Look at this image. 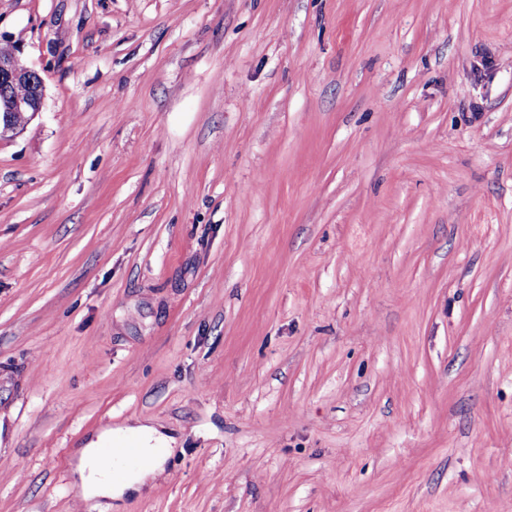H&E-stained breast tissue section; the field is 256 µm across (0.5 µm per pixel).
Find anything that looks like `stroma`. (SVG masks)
<instances>
[{"instance_id":"obj_1","label":"stroma","mask_w":512,"mask_h":512,"mask_svg":"<svg viewBox=\"0 0 512 512\" xmlns=\"http://www.w3.org/2000/svg\"><path fill=\"white\" fill-rule=\"evenodd\" d=\"M0 512H512V0H0ZM21 47L12 43L3 45L0 39V138L5 134L22 130L13 122L16 114L29 113L32 120L44 104V83L35 70L26 66L19 54ZM16 85H25L28 94H10ZM17 86L14 93H23L27 88ZM77 451L72 470L74 481L81 488L85 499L116 500L129 489H141L162 475L167 459L171 453V440L152 427H139L127 431L105 433ZM135 438L137 448L131 443H124ZM110 440L114 445L105 450L103 460L107 464L115 461H130L141 466L115 473L102 466L100 461V442ZM124 443V444H120ZM150 459L138 456L137 452ZM148 465V466H146ZM146 466V467H142Z\"/></svg>"}]
</instances>
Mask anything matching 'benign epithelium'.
Instances as JSON below:
<instances>
[{"label": "benign epithelium", "mask_w": 512, "mask_h": 512, "mask_svg": "<svg viewBox=\"0 0 512 512\" xmlns=\"http://www.w3.org/2000/svg\"><path fill=\"white\" fill-rule=\"evenodd\" d=\"M20 53V46L0 43V137L19 131L13 122L14 115L27 113L32 119L44 104L43 80L38 72L22 62ZM16 85L26 86L29 93H9Z\"/></svg>", "instance_id": "7a95c632"}]
</instances>
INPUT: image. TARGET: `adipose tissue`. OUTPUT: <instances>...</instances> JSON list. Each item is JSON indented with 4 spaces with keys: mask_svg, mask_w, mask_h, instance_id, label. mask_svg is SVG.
Segmentation results:
<instances>
[{
    "mask_svg": "<svg viewBox=\"0 0 512 512\" xmlns=\"http://www.w3.org/2000/svg\"><path fill=\"white\" fill-rule=\"evenodd\" d=\"M106 438L115 444L134 441L138 453L148 457L150 463L126 471H111L101 464L99 442H89L78 450L72 470L73 478L85 499L116 500L125 491L141 489L162 475L171 453V441L164 434L144 426L128 432L111 431Z\"/></svg>",
    "mask_w": 512,
    "mask_h": 512,
    "instance_id": "1",
    "label": "adipose tissue"
}]
</instances>
